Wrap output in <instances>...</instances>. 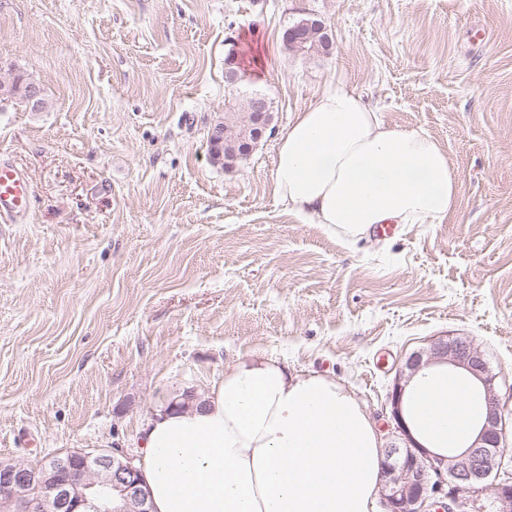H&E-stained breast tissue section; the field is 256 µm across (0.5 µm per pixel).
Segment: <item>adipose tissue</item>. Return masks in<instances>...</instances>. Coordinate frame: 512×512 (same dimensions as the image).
Masks as SVG:
<instances>
[{"label": "adipose tissue", "mask_w": 512, "mask_h": 512, "mask_svg": "<svg viewBox=\"0 0 512 512\" xmlns=\"http://www.w3.org/2000/svg\"><path fill=\"white\" fill-rule=\"evenodd\" d=\"M273 188L301 223L348 244L384 224L443 223L459 197L431 135L390 127L340 78L281 132ZM408 396L428 444L472 440L478 400L467 384L417 377ZM382 460L349 390L290 377L265 356L226 370L202 405L159 408L143 434L153 512H372Z\"/></svg>", "instance_id": "adipose-tissue-1"}]
</instances>
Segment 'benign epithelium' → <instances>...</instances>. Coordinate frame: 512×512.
Wrapping results in <instances>:
<instances>
[{"instance_id":"obj_1","label":"benign epithelium","mask_w":512,"mask_h":512,"mask_svg":"<svg viewBox=\"0 0 512 512\" xmlns=\"http://www.w3.org/2000/svg\"><path fill=\"white\" fill-rule=\"evenodd\" d=\"M307 26L324 31L318 19L287 28L284 37L298 42ZM225 79L236 86L246 80L234 54L226 59ZM249 135L237 141L247 157L273 122L256 95L239 117ZM224 120L211 128L212 158H224ZM463 370L483 397L476 416L478 437L467 446L444 450L424 441L407 410V389L423 371L443 364ZM390 423L403 445L384 449L380 495L386 512H482L490 494L496 512H512V480L487 483L504 456L508 410L500 402L484 354L467 337L439 336L428 349L411 354L397 370L389 393ZM141 457L123 448L81 449L57 455L32 467L0 464V512H152L149 493L137 463Z\"/></svg>"}]
</instances>
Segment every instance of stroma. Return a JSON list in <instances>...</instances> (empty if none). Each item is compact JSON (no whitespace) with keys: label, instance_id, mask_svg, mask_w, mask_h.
<instances>
[{"label":"stroma","instance_id":"obj_1","mask_svg":"<svg viewBox=\"0 0 512 512\" xmlns=\"http://www.w3.org/2000/svg\"><path fill=\"white\" fill-rule=\"evenodd\" d=\"M308 17L329 54L285 46ZM19 72L50 107H0L36 198L0 219V461L138 451L156 410L253 354L349 389L386 446L397 368L447 334L512 410V0H0ZM338 76L447 151V221L349 247L276 200L279 134ZM251 92L273 129L229 172L209 131Z\"/></svg>","mask_w":512,"mask_h":512}]
</instances>
